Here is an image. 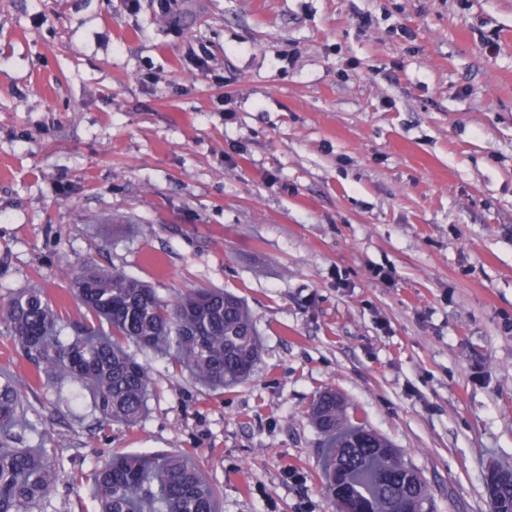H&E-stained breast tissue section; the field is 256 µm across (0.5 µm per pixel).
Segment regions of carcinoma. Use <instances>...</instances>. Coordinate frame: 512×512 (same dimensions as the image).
<instances>
[{
	"instance_id": "obj_1",
	"label": "carcinoma",
	"mask_w": 512,
	"mask_h": 512,
	"mask_svg": "<svg viewBox=\"0 0 512 512\" xmlns=\"http://www.w3.org/2000/svg\"><path fill=\"white\" fill-rule=\"evenodd\" d=\"M71 292L84 309L78 335L62 326L42 291L27 288L0 304V319L22 353L54 378L86 383L102 424L140 419L153 385L126 349L170 354L200 383L224 388L247 380L259 356L257 330L241 300L202 289L172 300L119 269L83 265ZM22 383L0 382V423L25 414ZM311 420L326 440L324 492L334 512H426L428 488L400 452L355 422L336 390L321 392ZM0 430V512H34L50 490L53 463L43 443L15 448ZM491 512H512V468L493 467ZM101 512H216L218 490L176 455L110 458L92 476Z\"/></svg>"
}]
</instances>
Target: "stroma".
Wrapping results in <instances>:
<instances>
[{"mask_svg": "<svg viewBox=\"0 0 512 512\" xmlns=\"http://www.w3.org/2000/svg\"><path fill=\"white\" fill-rule=\"evenodd\" d=\"M2 166L0 302L39 288L73 323L64 265L90 262L164 300L238 295L262 344L223 390L139 353L145 415L101 427L0 332L17 431L55 464L36 512H97L96 466L144 451L196 466L218 512H333L309 419L329 386L430 512H490L485 473L512 465V0H0Z\"/></svg>", "mask_w": 512, "mask_h": 512, "instance_id": "35a3bbf8", "label": "stroma"}]
</instances>
